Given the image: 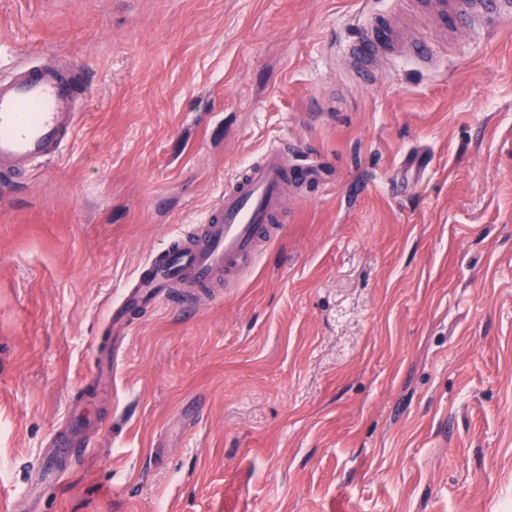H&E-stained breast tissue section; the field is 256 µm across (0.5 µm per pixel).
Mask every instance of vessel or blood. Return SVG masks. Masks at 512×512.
<instances>
[{
  "label": "vessel or blood",
  "mask_w": 512,
  "mask_h": 512,
  "mask_svg": "<svg viewBox=\"0 0 512 512\" xmlns=\"http://www.w3.org/2000/svg\"><path fill=\"white\" fill-rule=\"evenodd\" d=\"M416 7L433 17L449 36L465 27L511 16L512 0H418ZM346 53L359 82L373 85L377 70L393 55L413 56L435 66L431 49L409 39L392 16L372 15L347 40ZM81 72L47 57L16 64L0 77V176L26 175L56 159L73 137L84 106ZM313 164H296L279 144L267 146L251 164L233 174L203 223L181 233L138 269L134 285L112 308V327L122 330L128 312L164 300L196 302L217 294L223 280L237 277L262 243L282 235L288 221L289 187L320 179ZM59 454L78 460L86 446L80 430L56 435Z\"/></svg>",
  "instance_id": "b4317fda"
}]
</instances>
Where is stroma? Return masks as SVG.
Segmentation results:
<instances>
[{
	"mask_svg": "<svg viewBox=\"0 0 512 512\" xmlns=\"http://www.w3.org/2000/svg\"><path fill=\"white\" fill-rule=\"evenodd\" d=\"M400 0H0V76L88 90L0 181V493L18 512H512V18L340 66ZM323 172L223 297L109 310L269 144ZM117 354L112 393L98 366ZM89 446L32 490L52 437ZM346 54L353 73L366 86L376 82L378 67L392 55L413 56L427 67L439 65L431 49L420 40H410L391 15L373 14L365 28L349 36Z\"/></svg>",
	"mask_w": 512,
	"mask_h": 512,
	"instance_id": "stroma-1",
	"label": "stroma"
}]
</instances>
